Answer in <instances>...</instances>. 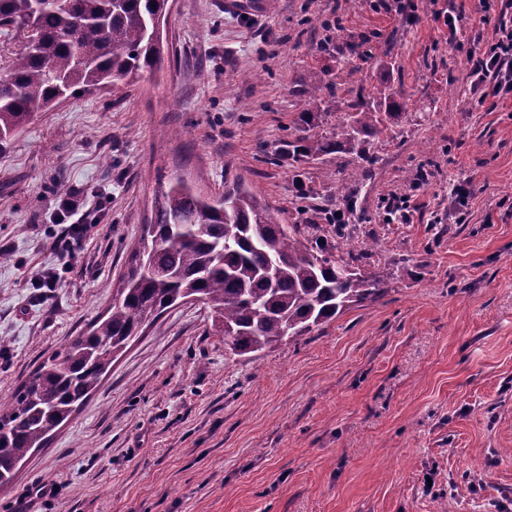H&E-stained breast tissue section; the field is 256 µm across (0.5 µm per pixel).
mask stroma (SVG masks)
Masks as SVG:
<instances>
[{
    "instance_id": "stroma-1",
    "label": "stroma",
    "mask_w": 512,
    "mask_h": 512,
    "mask_svg": "<svg viewBox=\"0 0 512 512\" xmlns=\"http://www.w3.org/2000/svg\"><path fill=\"white\" fill-rule=\"evenodd\" d=\"M265 2L173 0L160 80L71 95L0 146V397L104 314L174 177L209 197L244 180L312 244L344 236L337 259L383 294L252 357L200 303L165 311L27 453L0 512H512V92L465 78L512 0ZM438 9L461 16L456 41ZM325 74L405 93L368 158L281 154ZM59 181L96 226L66 264ZM397 195L410 223L390 220Z\"/></svg>"
}]
</instances>
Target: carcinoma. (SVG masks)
<instances>
[{"label": "carcinoma", "instance_id": "obj_1", "mask_svg": "<svg viewBox=\"0 0 512 512\" xmlns=\"http://www.w3.org/2000/svg\"><path fill=\"white\" fill-rule=\"evenodd\" d=\"M30 10L31 0H0V28L14 30L23 43L0 72V143L77 89L110 86L115 93L164 70L170 0H69L65 8L36 13L27 28L20 20ZM406 107L404 94L387 87L372 102L358 97L330 137L307 133L314 117L304 112L302 135L284 153L295 163L351 154ZM154 208L155 220L143 225L104 315L0 399V486L95 390L142 325L168 308L201 302L215 334L246 355L305 336L383 291L379 277L335 259L341 242L314 248L241 180L216 201L177 178L155 192Z\"/></svg>", "mask_w": 512, "mask_h": 512}]
</instances>
